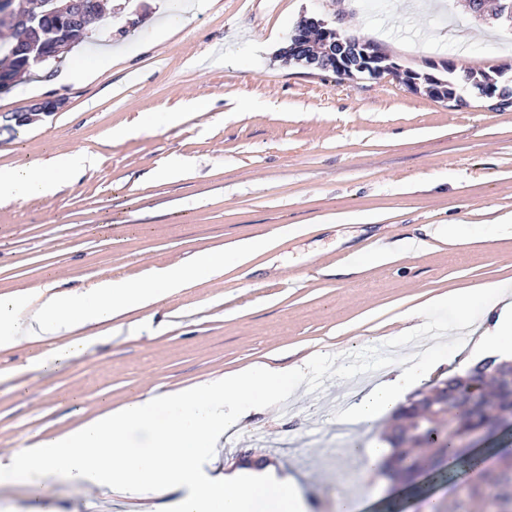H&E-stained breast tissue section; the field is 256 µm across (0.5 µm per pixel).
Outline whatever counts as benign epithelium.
Segmentation results:
<instances>
[{
    "mask_svg": "<svg viewBox=\"0 0 512 512\" xmlns=\"http://www.w3.org/2000/svg\"><path fill=\"white\" fill-rule=\"evenodd\" d=\"M96 3L97 0H32L28 11L21 15L16 10L15 0H0V30H24L23 36L13 43L6 62L0 63V94L9 92L31 64L56 58L62 46H69L83 37ZM305 23L325 29L321 46L308 52L316 66L341 70L342 61L352 53L358 66L371 72L372 77L395 76V64L374 44L357 41L347 45L337 39L336 31L327 29L326 22L320 18L309 17ZM506 368L507 365L491 360L476 366L465 377L469 391L476 394L491 381L511 380L504 376Z\"/></svg>",
    "mask_w": 512,
    "mask_h": 512,
    "instance_id": "7a95c632",
    "label": "benign epithelium"
}]
</instances>
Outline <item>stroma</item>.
I'll use <instances>...</instances> for the list:
<instances>
[{
	"instance_id": "35a3bbf8",
	"label": "stroma",
	"mask_w": 512,
	"mask_h": 512,
	"mask_svg": "<svg viewBox=\"0 0 512 512\" xmlns=\"http://www.w3.org/2000/svg\"><path fill=\"white\" fill-rule=\"evenodd\" d=\"M105 0L86 41L34 65L0 95V116L38 98L63 100L23 126L0 127V167L59 151L93 167L52 196L0 203V295L54 276L83 282L110 270L132 279L153 266L268 239L221 276L204 278L113 323L111 342L67 362L28 369L31 349L0 350V455L122 406L134 393H173L257 364L301 368L279 403L224 435V467L309 474L306 512H334L337 493L380 501L379 477L353 482L372 428L339 430L352 387L386 380L370 347L393 341L413 357L415 338H478L480 301L458 290L512 281V109L467 96L461 107L391 78L339 80L279 50L316 16L345 37L378 46L420 73L459 69L512 77V30L476 21L466 0ZM145 5L136 30L128 13ZM109 64L90 81L54 87L64 68ZM180 123H170L173 113ZM132 127L109 141L107 132ZM459 225L457 241L421 227ZM445 306L430 309L435 298ZM358 445L360 457L343 453ZM447 480L406 512H452L461 484ZM139 512L137 500L59 479L37 488L0 479V512Z\"/></svg>"
}]
</instances>
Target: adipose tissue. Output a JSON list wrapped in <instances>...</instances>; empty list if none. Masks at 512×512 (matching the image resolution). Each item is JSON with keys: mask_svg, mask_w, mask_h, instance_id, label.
I'll use <instances>...</instances> for the list:
<instances>
[{"mask_svg": "<svg viewBox=\"0 0 512 512\" xmlns=\"http://www.w3.org/2000/svg\"><path fill=\"white\" fill-rule=\"evenodd\" d=\"M87 164L86 155L60 152L29 167L0 169V201L51 195L59 177L80 178ZM224 262L223 251L210 250L199 253L190 266L157 269L143 282L108 273L82 289L45 285L1 295L0 349L40 347V354L29 360L38 368L50 356L77 358L91 339L111 335L114 318L150 307L198 277L221 275ZM505 294L502 281L485 289L487 306L471 358L512 359V301ZM441 362L435 355L404 360L390 379L346 408L345 423L360 425L394 411ZM293 379L290 372L256 367L175 394L133 395L116 410L0 458V478H25L38 485L63 476L143 499L145 512H163L157 499L167 493L177 494L178 512H303L295 477L282 480L268 468L208 477L199 470L224 432L259 411Z\"/></svg>", "mask_w": 512, "mask_h": 512, "instance_id": "1", "label": "adipose tissue"}]
</instances>
